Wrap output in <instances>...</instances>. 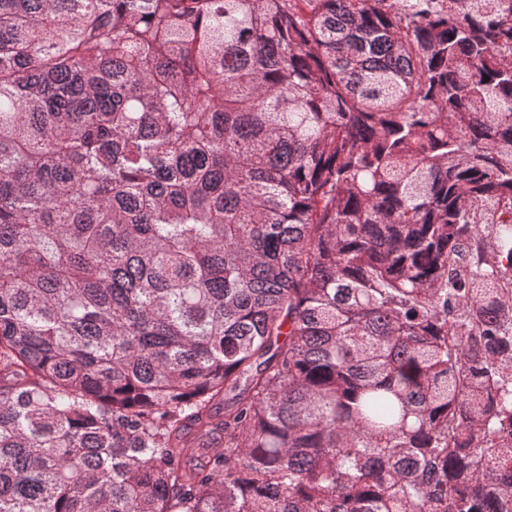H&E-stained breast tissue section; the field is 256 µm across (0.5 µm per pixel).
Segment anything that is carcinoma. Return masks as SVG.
Returning a JSON list of instances; mask_svg holds the SVG:
<instances>
[{
    "label": "carcinoma",
    "mask_w": 512,
    "mask_h": 512,
    "mask_svg": "<svg viewBox=\"0 0 512 512\" xmlns=\"http://www.w3.org/2000/svg\"><path fill=\"white\" fill-rule=\"evenodd\" d=\"M0 512H512V0H0Z\"/></svg>",
    "instance_id": "obj_1"
}]
</instances>
